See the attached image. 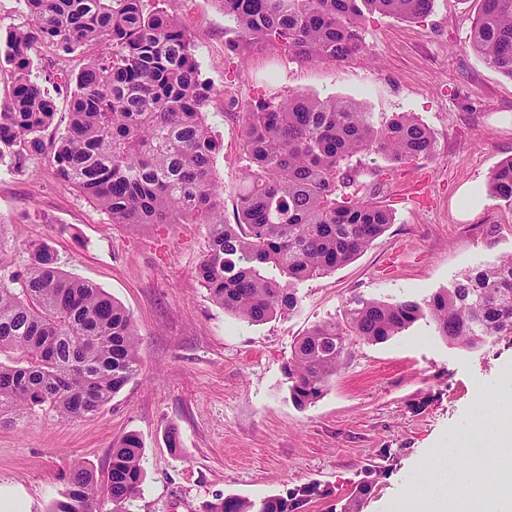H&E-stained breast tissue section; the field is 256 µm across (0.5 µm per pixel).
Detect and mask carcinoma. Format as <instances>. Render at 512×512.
Listing matches in <instances>:
<instances>
[{
    "label": "carcinoma",
    "instance_id": "carcinoma-1",
    "mask_svg": "<svg viewBox=\"0 0 512 512\" xmlns=\"http://www.w3.org/2000/svg\"><path fill=\"white\" fill-rule=\"evenodd\" d=\"M239 57L272 44L303 63H343L367 54L365 16L403 20L429 14L433 0H221ZM32 28L6 39L0 68L9 87L0 111V163L42 150L55 101L37 70L41 41L65 51L112 41V55L76 76L69 123L53 149L59 178L107 212L114 224H205L208 246L197 277L213 301L238 319L265 322L297 305L303 281L341 267L393 223L391 210L362 196L348 162L364 152L406 163L430 155L434 139L412 113L376 124L373 113L336 96L258 101L241 115L247 162L236 221L224 222V187L212 176L219 143L208 124L216 95L201 80L195 46L165 8L145 0H22ZM470 48L512 78V0H481ZM490 196L512 206V158L489 176ZM420 319L438 336L470 349L512 335V254L463 273L418 302L358 300L348 325L313 326L285 364L290 398L304 408L321 398L350 342L383 343ZM141 342L131 315L97 284L61 269L34 249L23 269L0 260V416L44 410L61 420L94 415L141 373ZM143 445L130 433L113 445L107 473L72 464L68 488L49 512H130L145 479ZM360 482L340 512H361ZM321 495L305 484L259 501L218 496L204 512H297Z\"/></svg>",
    "mask_w": 512,
    "mask_h": 512
}]
</instances>
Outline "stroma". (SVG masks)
I'll use <instances>...</instances> for the list:
<instances>
[{
    "instance_id": "stroma-1",
    "label": "stroma",
    "mask_w": 512,
    "mask_h": 512,
    "mask_svg": "<svg viewBox=\"0 0 512 512\" xmlns=\"http://www.w3.org/2000/svg\"><path fill=\"white\" fill-rule=\"evenodd\" d=\"M479 9L480 0H434L421 19L376 13L364 23L369 55L303 64L273 47L239 61L225 47L220 0H175L201 77L216 91L208 121L220 143L213 170L225 221L245 166L241 121L225 98L243 106L295 94L352 98L380 124L414 113L434 137L429 157L405 164L353 157L363 192L389 206L393 224L350 263L301 283L294 310L261 324L224 312L197 279L205 225L134 230L57 177L49 146L68 123L62 75L109 46L42 45L35 64L53 74L45 89L57 114L41 153L0 174V250L23 265L48 246L63 270L107 291L137 326L143 366L94 416L1 418L0 486L20 490L28 512H47L73 461L105 477L113 444L130 433L146 471L131 512H203L218 495L260 500L309 482L322 494L301 512H331L368 465L378 471L363 512H393L402 497L435 488L467 497L458 469L501 485L489 435L512 422V335L465 349L422 319L386 342H353L326 393L303 409L284 373L297 339L318 323L345 324L355 300L427 299L512 253V208L486 194L492 170L512 157V79L469 47ZM172 428L176 451L167 446Z\"/></svg>"
}]
</instances>
